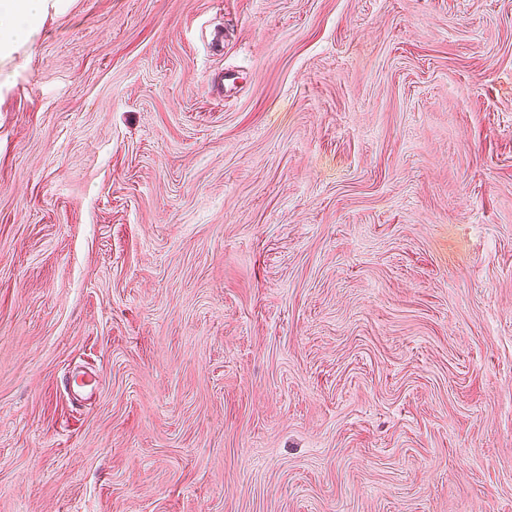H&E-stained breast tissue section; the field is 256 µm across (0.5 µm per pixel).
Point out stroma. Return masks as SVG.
Instances as JSON below:
<instances>
[{"mask_svg": "<svg viewBox=\"0 0 512 512\" xmlns=\"http://www.w3.org/2000/svg\"><path fill=\"white\" fill-rule=\"evenodd\" d=\"M0 512H512V0H63L0 60Z\"/></svg>", "mask_w": 512, "mask_h": 512, "instance_id": "obj_1", "label": "stroma"}]
</instances>
